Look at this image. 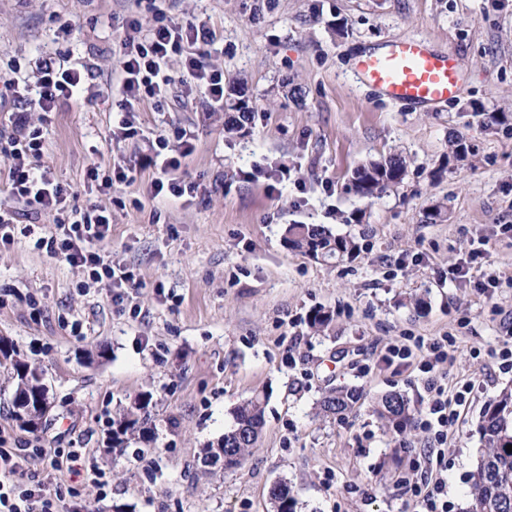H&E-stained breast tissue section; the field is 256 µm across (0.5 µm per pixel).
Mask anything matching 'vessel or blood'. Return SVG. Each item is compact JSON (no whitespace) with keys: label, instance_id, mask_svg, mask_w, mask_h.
<instances>
[{"label":"vessel or blood","instance_id":"b4317fda","mask_svg":"<svg viewBox=\"0 0 512 512\" xmlns=\"http://www.w3.org/2000/svg\"><path fill=\"white\" fill-rule=\"evenodd\" d=\"M354 66L364 86L392 102L419 109L447 104L464 89L457 54L437 49L425 37L380 41L364 50Z\"/></svg>","mask_w":512,"mask_h":512}]
</instances>
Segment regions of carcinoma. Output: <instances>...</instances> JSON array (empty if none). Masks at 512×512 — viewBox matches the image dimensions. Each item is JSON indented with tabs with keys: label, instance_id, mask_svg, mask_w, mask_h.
Wrapping results in <instances>:
<instances>
[{
	"label": "carcinoma",
	"instance_id": "carcinoma-1",
	"mask_svg": "<svg viewBox=\"0 0 512 512\" xmlns=\"http://www.w3.org/2000/svg\"><path fill=\"white\" fill-rule=\"evenodd\" d=\"M238 115L224 122L232 131L252 122L254 112L247 106L236 108ZM406 161L392 154L380 161H371L358 167L352 175L351 190L362 198L373 199L388 187L400 185L406 175ZM285 241L288 247L314 258L342 260L359 252L358 242L350 236L333 235L317 224H290ZM0 368L10 374L14 382L13 410H23L28 401L49 404L48 389L42 371L18 357L12 343L0 338ZM359 394L352 389L326 392L319 401V411L325 416L342 415L358 401ZM151 397L141 394L130 407L112 418V447L117 448L137 435L150 439L144 427ZM379 419L391 423L398 436H404L411 420L408 399L397 392L382 396L376 409ZM235 426L224 434L217 445L204 450L203 462L210 464L231 448L240 459H245L257 444L264 426V399L256 395L234 411ZM481 448L477 449L474 469L469 474V490L465 507L460 512H512V389H504L484 407L479 427ZM274 512H297L298 501L288 484L281 482L270 491Z\"/></svg>",
	"mask_w": 512,
	"mask_h": 512
}]
</instances>
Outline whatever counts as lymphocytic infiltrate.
Instances as JSON below:
<instances>
[{
  "label": "lymphocytic infiltrate",
  "instance_id": "f902f5d3",
  "mask_svg": "<svg viewBox=\"0 0 512 512\" xmlns=\"http://www.w3.org/2000/svg\"><path fill=\"white\" fill-rule=\"evenodd\" d=\"M214 37L206 23L180 24L160 9L150 22L136 17L127 21L123 36L112 50L113 65L120 75L116 93L122 112L110 131L112 141L135 136L138 106L148 98H164L176 84L199 94L211 111L223 110L224 74L214 70L208 61ZM176 57L182 60V69L177 73L170 67ZM35 66L36 84L13 77L0 79V154L8 161L5 186L11 199L10 204H0V247L13 243L20 218L55 214L53 231L39 237L36 248L62 259L90 280L108 282L113 287V300H122L123 286L134 284L135 278L133 271L113 266L101 253L100 245L111 231L110 215L95 205L83 210L68 207L67 189L44 160V131L32 119L33 113L46 115L68 103L84 89L91 72L86 67L64 65L52 56L38 57ZM193 149L191 139H183L173 149L165 137L159 136L150 153L141 155L135 164L115 167L112 174H101L97 165L88 166L87 181L98 192L107 194L113 183L132 184L138 172L152 168L157 172L154 197L189 196L193 186L175 178L174 172L182 157ZM379 360L417 370L424 383L426 399L419 426L433 434L438 446L413 462V471L421 475L410 485L414 512H448L443 445L449 426L456 420V405L465 403L474 386L467 383L456 394H449L448 375L438 369L448 360V339L444 336H414L409 342L386 346ZM32 460L42 462L51 472L62 464L80 462L81 451L72 448L64 452L39 442L11 448L6 437L0 436V512H56L58 502L64 501V489H57L50 500L26 488L25 466Z\"/></svg>",
  "mask_w": 512,
  "mask_h": 512
}]
</instances>
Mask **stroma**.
I'll return each mask as SVG.
<instances>
[{
    "instance_id": "1",
    "label": "stroma",
    "mask_w": 512,
    "mask_h": 512,
    "mask_svg": "<svg viewBox=\"0 0 512 512\" xmlns=\"http://www.w3.org/2000/svg\"><path fill=\"white\" fill-rule=\"evenodd\" d=\"M150 6L0 0V73L36 83L30 61L42 53L92 70L83 97L44 123L45 160L69 204L110 212L102 250L138 282L115 303L108 283L37 250L51 213L0 250V337L42 369L50 402L37 430L21 427L1 375L0 431L12 444L38 437L82 448L78 473L58 472L41 490L53 496L59 481L78 489L59 512L76 501L89 512H270V488L281 481L299 512H406L402 481L431 438L412 426L399 443L374 407L397 391L418 409L425 393L416 371L378 356L406 336L449 335V392L479 386L448 429V512H459L483 408L512 389V371L496 357L512 319V232L501 230L512 225V0H163L174 20L215 31L209 62L232 90L224 102L245 100L255 120L227 132L223 113L176 85L161 104H140L135 137L113 143L112 44L128 17L149 16ZM401 36L458 54L459 98L412 110L358 82L356 58ZM185 133L195 149L176 176L198 184L196 196L152 198L151 168L110 194L89 189V164L108 173L136 161L149 139L162 134L176 145ZM458 135L470 152L452 162L448 142ZM392 153L407 162L403 183L372 200L356 196L354 169ZM280 164L290 170L281 184L246 177ZM439 204L445 218L435 222ZM291 224L354 237L361 250L344 261L302 254L285 242ZM481 239V267L450 281V266ZM485 269L498 287H481ZM317 309L332 315L320 334L308 324ZM344 386L363 394L353 411L317 415L322 394ZM141 393L152 396L151 441L112 447L105 413ZM257 394L266 398L265 426L250 455L233 470L202 465L203 448ZM93 464L110 474L107 493L88 479Z\"/></svg>"
}]
</instances>
